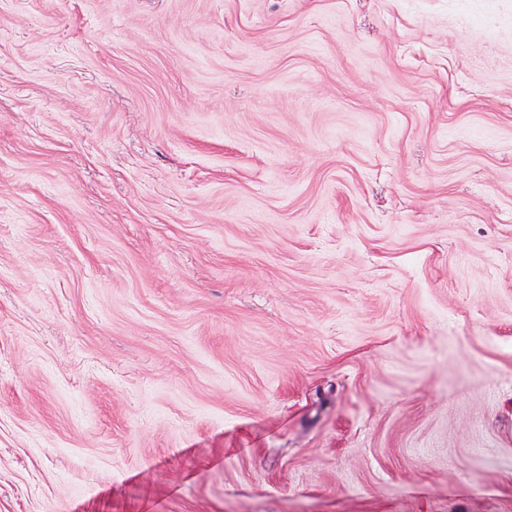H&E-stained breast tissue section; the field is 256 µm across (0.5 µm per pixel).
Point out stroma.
Returning <instances> with one entry per match:
<instances>
[{
  "label": "stroma",
  "instance_id": "35a3bbf8",
  "mask_svg": "<svg viewBox=\"0 0 512 512\" xmlns=\"http://www.w3.org/2000/svg\"><path fill=\"white\" fill-rule=\"evenodd\" d=\"M0 512H512V0H0Z\"/></svg>",
  "mask_w": 512,
  "mask_h": 512
}]
</instances>
